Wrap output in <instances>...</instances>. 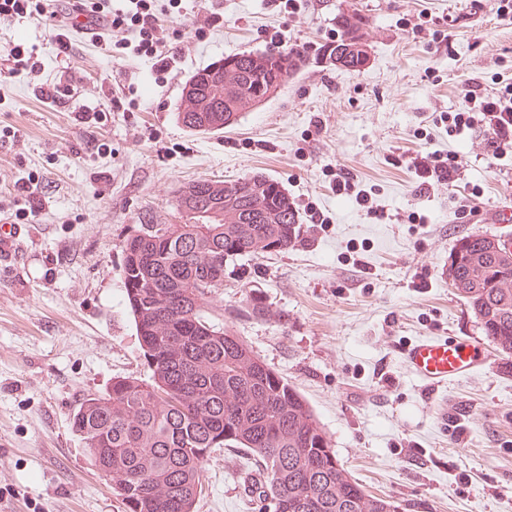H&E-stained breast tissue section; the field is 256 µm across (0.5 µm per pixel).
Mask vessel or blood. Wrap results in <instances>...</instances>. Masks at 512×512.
Returning a JSON list of instances; mask_svg holds the SVG:
<instances>
[{"label": "vessel or blood", "instance_id": "vessel-or-blood-1", "mask_svg": "<svg viewBox=\"0 0 512 512\" xmlns=\"http://www.w3.org/2000/svg\"><path fill=\"white\" fill-rule=\"evenodd\" d=\"M23 236L20 225L0 226V260L19 252ZM403 361L419 380L437 387L474 373L482 366L484 355L465 341L426 337L404 349Z\"/></svg>", "mask_w": 512, "mask_h": 512}]
</instances>
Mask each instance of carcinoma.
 <instances>
[{
	"instance_id": "cac0c4a2",
	"label": "carcinoma",
	"mask_w": 512,
	"mask_h": 512,
	"mask_svg": "<svg viewBox=\"0 0 512 512\" xmlns=\"http://www.w3.org/2000/svg\"><path fill=\"white\" fill-rule=\"evenodd\" d=\"M337 37L318 48L354 46L362 18L337 16ZM282 69L271 52L233 53L224 80L198 70L200 94L182 96L178 120L211 132L250 109L261 87L280 85L308 51L288 49ZM202 179L177 191L178 209L206 214L201 224H139L123 241L125 300L133 315L146 378L122 377L89 395L70 417L92 466L112 481L126 512H194L203 466L218 448L256 457L263 481L251 493L264 512H398L369 494L336 458L308 402L230 330L211 323L204 301L239 258L285 252L301 242L299 213L274 179ZM452 288L484 336L512 356V235L460 238Z\"/></svg>"
}]
</instances>
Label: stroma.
<instances>
[{
    "mask_svg": "<svg viewBox=\"0 0 512 512\" xmlns=\"http://www.w3.org/2000/svg\"><path fill=\"white\" fill-rule=\"evenodd\" d=\"M300 5L291 15L274 0H211L224 16L214 31L192 8L162 16L180 50L163 78L148 58L110 54L107 28L70 30L73 51L61 58L52 18L0 20V52L22 40L42 63L38 81L70 87L64 102H41L36 81L0 59V225L28 229L20 259L0 262V512H124L69 426L87 395L149 374L124 300L122 242L148 216L182 223L173 200L184 183L255 172L287 190L303 239L229 267L207 314L297 388L368 493L399 512H512V357L489 343L445 275L459 238L512 234L496 220L512 208V152L493 156L482 130L452 136L434 122L472 83L489 93L512 83V22L478 0ZM347 10L366 19L361 70L312 59L221 132L178 122L198 69L242 51H316ZM434 29L448 30V46L432 42ZM424 147L458 164L428 193L390 161ZM339 173L374 188L379 213L337 194ZM20 179L27 192H14ZM313 211L324 223H311ZM249 294L266 299L269 317L250 314ZM428 336L472 340L486 362L426 386L399 351ZM254 474L249 453L217 449L196 512H259L247 491Z\"/></svg>",
    "mask_w": 512,
    "mask_h": 512,
    "instance_id": "stroma-1",
    "label": "stroma"
}]
</instances>
